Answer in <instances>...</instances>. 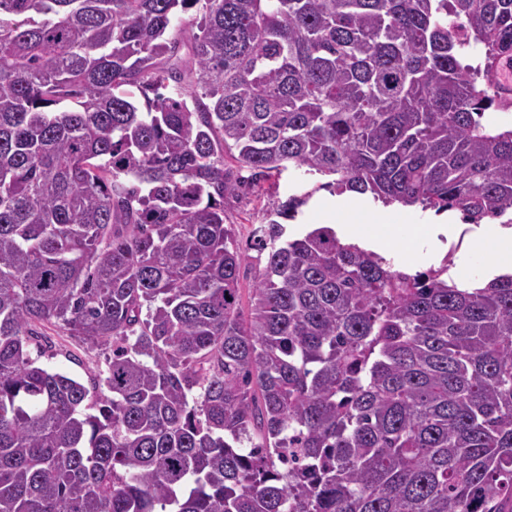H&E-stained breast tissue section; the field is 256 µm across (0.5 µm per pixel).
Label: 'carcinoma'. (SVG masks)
I'll list each match as a JSON object with an SVG mask.
<instances>
[{"label":"carcinoma","instance_id":"1","mask_svg":"<svg viewBox=\"0 0 512 512\" xmlns=\"http://www.w3.org/2000/svg\"><path fill=\"white\" fill-rule=\"evenodd\" d=\"M508 55L512 0H0V512H512V273L287 236L270 186L245 312L224 222L228 154L511 227ZM39 331L44 333L54 345L52 349H47L42 356L37 352L35 346L32 347L31 355L37 359V364L82 381L87 379L88 370L105 369V358L109 355L108 350H91L76 337L67 336L51 325L41 326Z\"/></svg>","mask_w":512,"mask_h":512}]
</instances>
